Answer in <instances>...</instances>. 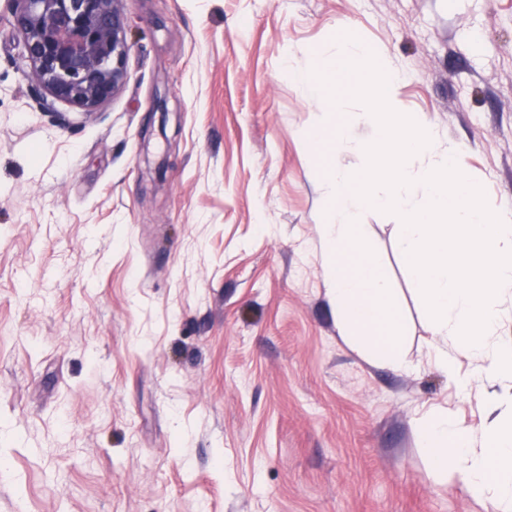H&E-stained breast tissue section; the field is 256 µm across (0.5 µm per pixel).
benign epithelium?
<instances>
[{
  "instance_id": "1",
  "label": "benign epithelium",
  "mask_w": 512,
  "mask_h": 512,
  "mask_svg": "<svg viewBox=\"0 0 512 512\" xmlns=\"http://www.w3.org/2000/svg\"><path fill=\"white\" fill-rule=\"evenodd\" d=\"M19 35L16 64L54 100L90 113L127 80L122 0H8Z\"/></svg>"
}]
</instances>
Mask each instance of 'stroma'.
<instances>
[{
	"mask_svg": "<svg viewBox=\"0 0 512 512\" xmlns=\"http://www.w3.org/2000/svg\"><path fill=\"white\" fill-rule=\"evenodd\" d=\"M121 7L127 82L86 116L41 110L0 0V512H489L428 474L424 414L477 432L486 411L426 360L394 215L360 221L412 369L367 361L336 322L325 183L366 159L330 134L308 147L289 67L356 35L401 73L398 110L512 207V0Z\"/></svg>",
	"mask_w": 512,
	"mask_h": 512,
	"instance_id": "stroma-1",
	"label": "stroma"
}]
</instances>
